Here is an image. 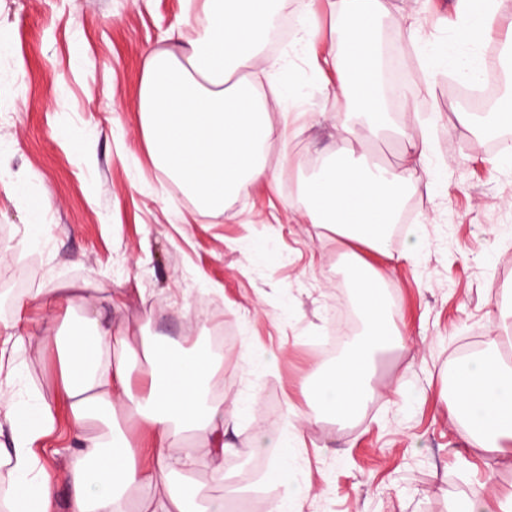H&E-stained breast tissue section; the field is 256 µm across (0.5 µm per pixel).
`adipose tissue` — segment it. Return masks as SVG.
<instances>
[{"label":"adipose tissue","mask_w":512,"mask_h":512,"mask_svg":"<svg viewBox=\"0 0 512 512\" xmlns=\"http://www.w3.org/2000/svg\"><path fill=\"white\" fill-rule=\"evenodd\" d=\"M339 48L316 61L333 73L348 109L363 117L373 136L395 132L406 151L425 162L428 139L390 129L380 78L374 30L383 16L381 0H336ZM201 30L187 46L153 51L145 60L137 110L141 133L156 167L181 186L196 209L221 214L247 184L273 181L265 149L280 131L270 106L249 72L270 40L279 0H194ZM408 171L354 162L345 153L329 157L305 180L291 208L310 224L385 250L387 227L401 210L400 191ZM363 331L348 337L349 352L327 371L316 370L306 391L312 411L332 409L338 420L353 418L371 393L376 355L403 345L386 310L362 304ZM64 337L57 348L60 390L75 441L68 451L69 512H224V502L206 497L194 473L209 469L224 477V454L198 455L196 443L223 442L236 417L209 404L206 384L219 370L215 361L198 368L196 356L162 339L132 347L97 318L45 327ZM512 336L497 337L496 350L457 363L452 370L453 413L472 446L512 450V361L500 349ZM14 343L0 342V405H9L13 448L5 449L10 485L8 512H50L56 488L42 474L32 444L57 423L51 406L25 400L16 383L22 371ZM150 366L148 385L133 381V362ZM139 429L149 451L136 446Z\"/></svg>","instance_id":"obj_1"}]
</instances>
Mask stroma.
Wrapping results in <instances>:
<instances>
[{"instance_id": "stroma-1", "label": "stroma", "mask_w": 512, "mask_h": 512, "mask_svg": "<svg viewBox=\"0 0 512 512\" xmlns=\"http://www.w3.org/2000/svg\"><path fill=\"white\" fill-rule=\"evenodd\" d=\"M329 2L283 0L281 12L296 22L313 15L321 50L336 36ZM384 6L380 38L407 63L405 75L390 79L403 90L390 101L394 120L429 129V160L414 164L388 136L342 140L344 101L285 40L253 64L283 132L267 148L277 177L248 185L212 215L155 166L136 112L147 54L195 37L187 0H0V340L28 301L15 358L28 387L58 413L56 430L35 443L57 488L55 512H67L71 437L40 328L61 324L64 312L32 299L62 286L78 288L83 310L137 348L164 336L176 349H208L209 325L228 330L213 401L228 412L245 396L258 405L224 437L223 479L194 474L208 495L258 485L267 498L295 493L301 512H448L481 486L512 494V455L467 445L446 402L460 350L486 352L512 311V250L500 247L512 239V149L486 151L457 122L459 75L429 54L433 46L459 57L505 49L512 0H496L494 32L477 43L460 35L458 0ZM274 56L281 67L271 76ZM340 147L413 173L404 233L386 252L305 223L288 206L310 163ZM35 199L44 203L37 235ZM415 230L420 247L410 255L406 234ZM352 259L388 280L389 313L407 343L379 358L356 417L312 421L304 385L315 368L336 363L315 350L316 340L361 329ZM118 293L124 303L116 308ZM260 434L301 437L288 486L261 485L276 451L255 448Z\"/></svg>"}]
</instances>
